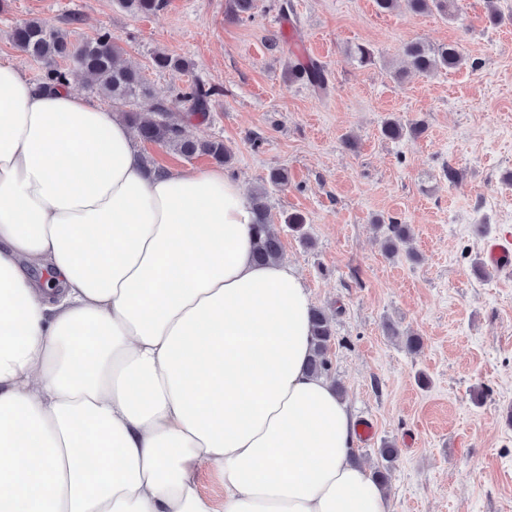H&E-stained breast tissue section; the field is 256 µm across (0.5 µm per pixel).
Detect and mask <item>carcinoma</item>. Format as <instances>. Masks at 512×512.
<instances>
[{
    "mask_svg": "<svg viewBox=\"0 0 512 512\" xmlns=\"http://www.w3.org/2000/svg\"><path fill=\"white\" fill-rule=\"evenodd\" d=\"M123 9L134 15H151L158 11L163 0H119ZM457 0H407L408 7L416 13L437 11L443 15L453 16ZM11 42L22 52L48 68L47 79L59 84L68 81L72 69L58 66V61H70L85 82L115 105H124L139 99L150 97L142 72L137 67L119 66L116 58L121 48L114 41L112 34L103 32L96 38L82 43H74L69 34L50 22L31 18L18 23L11 31ZM412 67L422 73H429L438 68L455 69L464 59L463 49L457 43L428 48L421 43H411L404 49ZM153 65L162 70L170 69L185 72L189 65L164 52L153 55ZM295 77L307 81L319 88L326 84L323 70L318 65L297 68ZM211 91L205 86L192 82L180 93L178 102L188 112H204L207 109ZM155 118H145L141 113L124 110L128 125L134 135L141 141L174 150L190 160L206 156L214 163L227 165L232 160L231 151L221 140L201 141L189 131L181 120L171 116V108L163 103L153 106ZM420 126L416 123L408 126L395 121H388L382 127V135L388 139L399 140L405 135H416ZM256 220L253 224L252 254L259 263L277 260L282 254L281 240L273 229L271 214L266 203L265 192L256 193L251 201ZM392 236L387 239V247L396 251L410 237V230L405 224H391ZM313 352L308 362V370L317 376L329 374L327 352L334 336L333 319L322 309L315 308L312 313ZM383 460L381 468L375 473L377 483L388 485L390 463L395 451L386 446L380 451Z\"/></svg>",
    "mask_w": 512,
    "mask_h": 512,
    "instance_id": "carcinoma-1",
    "label": "carcinoma"
}]
</instances>
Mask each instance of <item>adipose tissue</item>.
<instances>
[{"label":"adipose tissue","instance_id":"adipose-tissue-1","mask_svg":"<svg viewBox=\"0 0 512 512\" xmlns=\"http://www.w3.org/2000/svg\"><path fill=\"white\" fill-rule=\"evenodd\" d=\"M253 222L223 167L147 172L121 113L0 59V512H390ZM199 488L202 493L221 503L223 487L215 469L204 468L199 473Z\"/></svg>","mask_w":512,"mask_h":512}]
</instances>
